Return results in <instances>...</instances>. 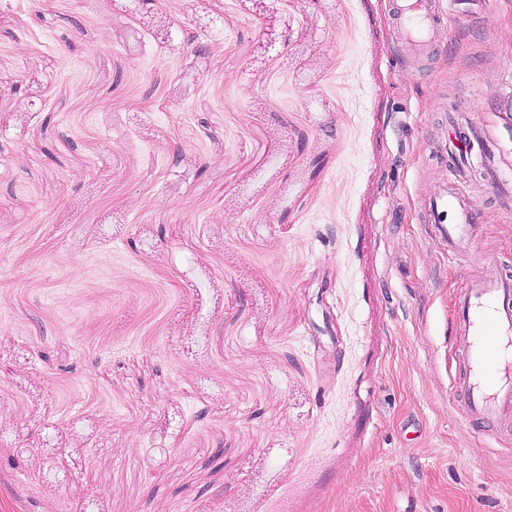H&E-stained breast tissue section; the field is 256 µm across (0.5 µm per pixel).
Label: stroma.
<instances>
[{
	"instance_id": "obj_1",
	"label": "stroma",
	"mask_w": 512,
	"mask_h": 512,
	"mask_svg": "<svg viewBox=\"0 0 512 512\" xmlns=\"http://www.w3.org/2000/svg\"><path fill=\"white\" fill-rule=\"evenodd\" d=\"M437 41L402 59L388 0H0V512H512L448 332L512 265V0ZM449 106L511 181L457 259Z\"/></svg>"
}]
</instances>
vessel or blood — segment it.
<instances>
[{
  "mask_svg": "<svg viewBox=\"0 0 512 512\" xmlns=\"http://www.w3.org/2000/svg\"><path fill=\"white\" fill-rule=\"evenodd\" d=\"M487 0H391L393 34L409 59L424 68L438 48L435 32L458 18L480 14ZM448 179L429 199L427 223L445 239L449 254L470 250L478 229L469 201L471 173L489 170L495 154L486 139L466 134L449 139ZM457 360L451 389L465 420L484 425L512 423V271L470 277L456 294L450 321Z\"/></svg>",
  "mask_w": 512,
  "mask_h": 512,
  "instance_id": "1",
  "label": "vessel or blood"
}]
</instances>
